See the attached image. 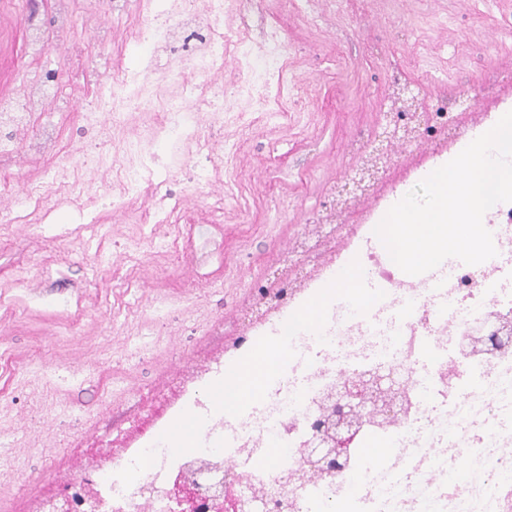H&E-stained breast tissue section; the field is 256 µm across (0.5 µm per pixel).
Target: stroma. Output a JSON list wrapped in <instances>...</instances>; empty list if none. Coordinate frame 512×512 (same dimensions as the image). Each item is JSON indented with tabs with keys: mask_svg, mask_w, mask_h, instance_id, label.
Masks as SVG:
<instances>
[{
	"mask_svg": "<svg viewBox=\"0 0 512 512\" xmlns=\"http://www.w3.org/2000/svg\"><path fill=\"white\" fill-rule=\"evenodd\" d=\"M34 9L29 0H0V95L22 78L56 73L47 109L59 127L57 146L91 157L130 129L148 128L151 113L129 112L106 134L75 110L93 99L100 73L137 65L125 50L134 15L113 24L108 52L79 29L36 57L27 37ZM35 10L50 19L47 2ZM278 23L288 46L287 125L237 122V113L261 102L243 93L231 62L224 120L200 128L208 149L176 164L165 153L158 162L168 196L180 198L212 170L215 146L237 141L238 170L224 175L234 194L223 223H211L203 199L192 224L177 211L147 226L130 213L119 219L105 209L38 207L23 221L0 223V444L13 457L0 469V512H36L37 497L56 491V478L76 470L83 449L123 443L130 414L147 413L152 395L170 392L181 375L243 335L252 280L290 259L314 273L307 256L289 255L288 242L324 214L337 184L360 165L348 146L374 139L394 65L427 102L461 93L457 135L512 104V0H401L393 10L382 0H328L320 18L288 11ZM19 149L26 163L0 175V194L42 178L52 163L28 143ZM429 156L420 143L394 152L368 194L351 202L332 248L392 187L429 166ZM151 236L169 249L132 253ZM99 253L107 265H96Z\"/></svg>",
	"mask_w": 512,
	"mask_h": 512,
	"instance_id": "1",
	"label": "stroma"
}]
</instances>
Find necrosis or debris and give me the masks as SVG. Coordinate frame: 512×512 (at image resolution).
Returning a JSON list of instances; mask_svg holds the SVG:
<instances>
[{"label": "necrosis or debris", "instance_id": "1", "mask_svg": "<svg viewBox=\"0 0 512 512\" xmlns=\"http://www.w3.org/2000/svg\"><path fill=\"white\" fill-rule=\"evenodd\" d=\"M239 2L144 0L127 44L143 57L166 52L167 70L141 65L106 75L82 118L97 126L120 122L127 112H150L154 121L101 155L100 165L120 173L116 187L75 183L69 199L120 212L135 198L143 223H165L169 206L157 178L160 152L170 146L185 159L205 147L198 112L223 120L228 42L237 45L246 88L269 90L271 105L260 121L287 122L281 93L270 88L287 55L281 30L271 23L255 36L233 25ZM73 24L66 0L52 26L30 16L33 53L62 41ZM55 80L46 75L30 81L22 96L1 97L0 130L29 129L35 138L57 141L56 125L35 122ZM483 223L496 256L478 265L440 264L426 281L391 260L374 224L356 225L316 275L281 284L273 312L251 320L246 335L184 378L177 399L155 396L151 420L133 423L134 447L108 452L104 463L87 462L76 475L60 478L56 496L42 500L40 512H228L193 482L195 471L213 467L238 474L248 493L284 485V512H512V350L489 358L458 351L475 313L512 318V202L492 207ZM352 264L376 284L367 303L356 310L348 300L330 298L320 327L303 326L300 312ZM283 327L288 356L260 396L229 412L216 407L211 393L222 381L225 360L255 352ZM377 365L404 373L407 415L365 429L362 441H380L382 448L371 460L354 456L357 483L343 471H308L301 448L320 416L322 398ZM187 410L198 422V444L170 448L161 424L178 422Z\"/></svg>", "mask_w": 512, "mask_h": 512}]
</instances>
